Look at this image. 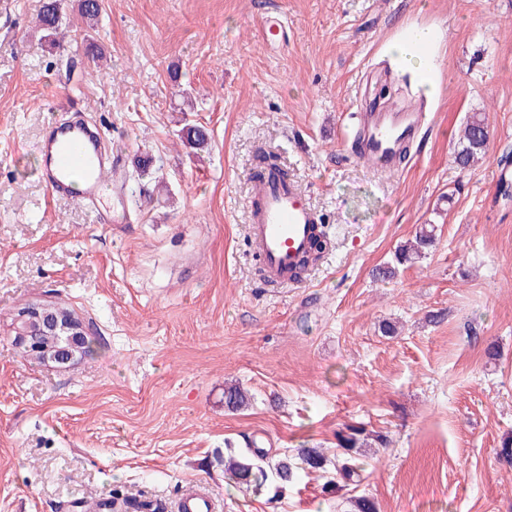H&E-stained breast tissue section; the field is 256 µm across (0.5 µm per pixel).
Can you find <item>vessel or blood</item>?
I'll return each instance as SVG.
<instances>
[{
    "label": "vessel or blood",
    "mask_w": 512,
    "mask_h": 512,
    "mask_svg": "<svg viewBox=\"0 0 512 512\" xmlns=\"http://www.w3.org/2000/svg\"><path fill=\"white\" fill-rule=\"evenodd\" d=\"M422 113L366 104L359 110L353 158L369 161L375 170L394 174L403 152L417 138ZM40 150L46 159L43 179L52 197H73L95 206L112 179V161L100 132L80 120L52 125ZM252 200L249 236L266 273L277 286H297V263L312 248L321 219L306 202L294 179L269 172L249 177ZM204 491L183 492L176 512H220Z\"/></svg>",
    "instance_id": "vessel-or-blood-1"
}]
</instances>
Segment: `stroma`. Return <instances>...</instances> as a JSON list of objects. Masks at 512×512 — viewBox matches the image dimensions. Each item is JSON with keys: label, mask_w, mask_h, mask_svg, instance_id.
<instances>
[{"label": "stroma", "mask_w": 512, "mask_h": 512, "mask_svg": "<svg viewBox=\"0 0 512 512\" xmlns=\"http://www.w3.org/2000/svg\"><path fill=\"white\" fill-rule=\"evenodd\" d=\"M43 0H0V512H174L205 485L223 512H512V0H102L85 34L49 48ZM280 13L285 44L259 33ZM440 38L437 93L406 85L390 44ZM107 55L95 67L89 43ZM408 97L427 122L397 175L348 157L359 99ZM82 119L112 148L123 208L53 198L36 145L51 120ZM486 157L462 170L473 114ZM208 144L182 145L185 125ZM298 180L329 234L301 287L264 285L248 238L258 146ZM154 180L131 193L133 164ZM437 241L394 278L374 279L422 225ZM33 300L74 309L96 355L30 362L10 316ZM392 325L384 333L383 325ZM244 387L232 410L224 388ZM355 424L386 435L362 449L359 485L326 472L238 489L224 459L256 441L270 455L335 459ZM490 138L489 126L479 113L470 116L464 124L455 161L461 168H467L486 154Z\"/></svg>", "instance_id": "1"}]
</instances>
